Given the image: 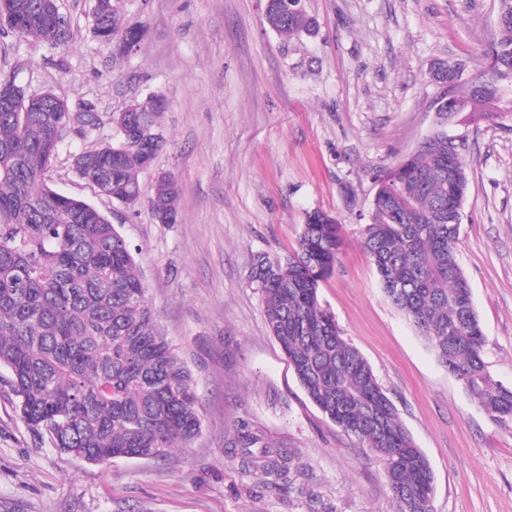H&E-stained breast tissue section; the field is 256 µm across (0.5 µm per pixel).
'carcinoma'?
Returning <instances> with one entry per match:
<instances>
[{"instance_id": "1", "label": "carcinoma", "mask_w": 512, "mask_h": 512, "mask_svg": "<svg viewBox=\"0 0 512 512\" xmlns=\"http://www.w3.org/2000/svg\"><path fill=\"white\" fill-rule=\"evenodd\" d=\"M289 0H267L265 20L281 38L310 35L315 20L292 13ZM509 18L491 45L494 68L479 75L467 113L490 115L499 72L512 69ZM94 33L106 45L125 33L117 8L94 6ZM21 38L62 46L57 0H0V25ZM112 114V142L73 155L79 178L101 195L130 203L142 190L140 172L167 139L157 125L165 110ZM65 100L47 93L39 107L27 95L0 98V370L17 399L20 417L54 447L93 464L114 458H160L187 446L200 432L193 377L163 334L149 305L133 250L95 206L45 183L59 148L101 123H71ZM443 118L426 143L379 179L372 222L361 246L374 264L391 304L412 323L464 390L487 411L512 421V387L496 380L483 358L485 337L468 280L454 259L455 219L468 191L465 160L448 140ZM153 208L163 224L178 222L175 176L153 186ZM343 238L330 214L306 213L297 248L276 262L257 261L271 333L310 401L345 432L382 454L396 512H432L433 473L400 422L397 409L359 351L340 334L322 306L320 282L333 271ZM227 447L264 481H288V452L243 422Z\"/></svg>"}]
</instances>
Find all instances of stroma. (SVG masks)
I'll return each mask as SVG.
<instances>
[{"mask_svg":"<svg viewBox=\"0 0 512 512\" xmlns=\"http://www.w3.org/2000/svg\"><path fill=\"white\" fill-rule=\"evenodd\" d=\"M143 28L128 54L93 35V0H59L68 42L51 48L0 29V76L71 107L100 130L63 145L55 191L96 206L136 249L158 322L192 372L201 430L156 459L91 464L22 421L0 380V512H394L380 456L307 397L268 328L252 279L258 258L292 252L307 211L342 226L321 304L371 366L434 473L433 512H512V421L487 413L385 297L361 246L377 179L436 128L446 89L435 62L483 72L498 0H302L314 35L265 23L266 0H115ZM167 102L166 147L126 206L100 195L71 155L112 138L113 113L150 93ZM467 163L456 260L473 294L491 374L512 385V112L451 122ZM180 187V220L152 207L159 175ZM246 421L292 457L264 486L226 441Z\"/></svg>","mask_w":512,"mask_h":512,"instance_id":"1","label":"stroma"}]
</instances>
